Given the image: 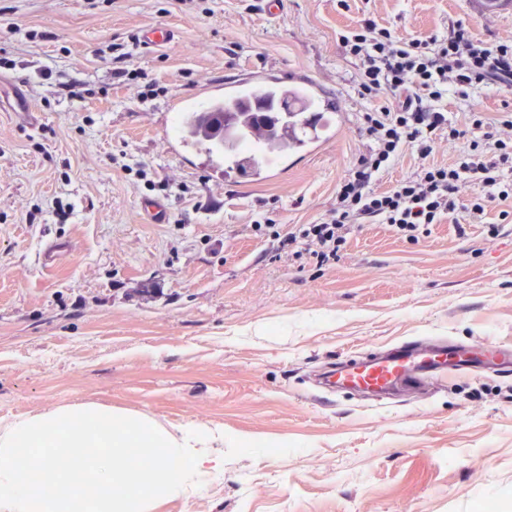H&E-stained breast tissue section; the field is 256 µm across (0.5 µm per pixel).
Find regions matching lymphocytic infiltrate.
I'll list each match as a JSON object with an SVG mask.
<instances>
[{
  "instance_id": "f902f5d3",
  "label": "lymphocytic infiltrate",
  "mask_w": 512,
  "mask_h": 512,
  "mask_svg": "<svg viewBox=\"0 0 512 512\" xmlns=\"http://www.w3.org/2000/svg\"><path fill=\"white\" fill-rule=\"evenodd\" d=\"M339 40L359 62L360 94H384L388 101L363 115L370 144L339 182L329 220L297 229L318 265L338 260L358 224H383L415 239L420 226L442 223L460 209L463 186L474 189L469 209L474 218L489 203L512 199L506 182L512 174V113L491 118L472 112L459 125L449 120L443 106L448 96L465 100L495 82L511 87L512 42H484L461 24L444 36L402 40L370 18ZM486 128L495 135L491 158L472 137ZM441 137L451 142L465 138L469 146L451 162L431 161L432 144ZM409 148L418 151L416 170L391 189L376 190L379 177Z\"/></svg>"
}]
</instances>
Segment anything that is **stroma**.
Wrapping results in <instances>:
<instances>
[{
    "instance_id": "obj_1",
    "label": "stroma",
    "mask_w": 512,
    "mask_h": 512,
    "mask_svg": "<svg viewBox=\"0 0 512 512\" xmlns=\"http://www.w3.org/2000/svg\"><path fill=\"white\" fill-rule=\"evenodd\" d=\"M367 17L403 39L462 24L512 41V0H288L275 16L265 0H0L1 425L101 405L304 445L227 460L154 512H512V375L385 403L314 393L327 367L415 336L512 346V203L414 241L355 227L329 266L280 245L328 219L366 147L376 102L339 35ZM147 25L175 41L142 51ZM262 68L335 92L334 142L265 180L226 174L200 145L171 152L174 101ZM11 79L30 111H14ZM71 81L77 97L58 94ZM473 111L512 112V89L448 100L449 120ZM152 197L166 223L143 220Z\"/></svg>"
}]
</instances>
